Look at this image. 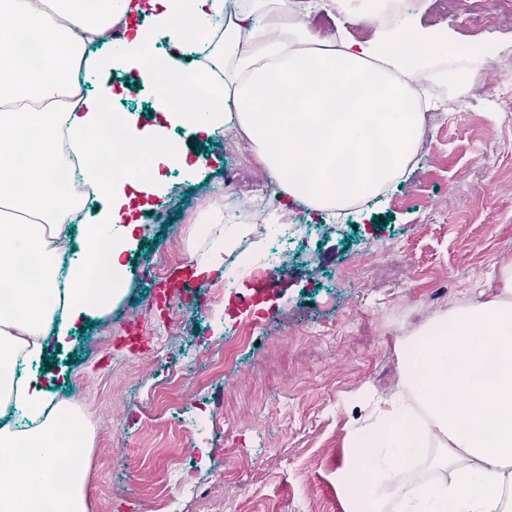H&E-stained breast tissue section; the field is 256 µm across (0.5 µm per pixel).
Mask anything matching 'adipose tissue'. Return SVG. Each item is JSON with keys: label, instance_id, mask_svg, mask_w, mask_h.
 I'll return each instance as SVG.
<instances>
[{"label": "adipose tissue", "instance_id": "1", "mask_svg": "<svg viewBox=\"0 0 512 512\" xmlns=\"http://www.w3.org/2000/svg\"><path fill=\"white\" fill-rule=\"evenodd\" d=\"M312 14V0L231 14L225 0H0V512H91L94 436L39 367L50 340L111 306L130 275L136 200L161 190L162 167L189 168L191 141L238 128L276 195L322 214L403 179L430 106L428 63L447 42L407 11L371 40H320ZM159 38L171 51L151 55ZM116 71L159 88L160 122L109 117ZM62 139L85 159L90 200L54 178ZM104 150L118 159L109 178ZM75 246L81 259L64 269ZM497 280L398 341L400 387L371 399L338 472L350 512H382L390 492L396 512H512V259ZM422 461L430 476L401 485Z\"/></svg>", "mask_w": 512, "mask_h": 512}]
</instances>
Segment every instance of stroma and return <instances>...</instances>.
I'll use <instances>...</instances> for the list:
<instances>
[{
	"label": "stroma",
	"mask_w": 512,
	"mask_h": 512,
	"mask_svg": "<svg viewBox=\"0 0 512 512\" xmlns=\"http://www.w3.org/2000/svg\"><path fill=\"white\" fill-rule=\"evenodd\" d=\"M419 23L465 46V22L416 0ZM477 80L463 90L437 82L434 124L421 140L409 176L363 211L321 218L296 204L288 211L237 213L224 189L266 178L239 132L229 128L196 142L202 164L168 169L165 186L139 213L134 241L122 256L135 274L100 315L76 321L64 344L49 346L44 369L52 389L74 401L94 433L89 474L91 512H157L159 487L171 485L170 456L182 459L198 487L184 512H346L336 479L348 434L369 408L358 395L395 392L396 345L418 323L462 306L494 286L502 258L512 257V120L476 106L475 98L507 80L512 32H492ZM119 110L151 122L152 90L137 73L113 76ZM259 227L298 225V240L279 246L276 268L224 286L237 246L223 268L186 296L188 257L199 244L201 213ZM169 255L161 278L137 271ZM363 262L353 283L342 268ZM251 325L222 374L210 354ZM148 326L164 351L130 354L129 329ZM183 369L181 384L172 372ZM235 438L226 439L227 426Z\"/></svg>",
	"instance_id": "obj_1"
}]
</instances>
